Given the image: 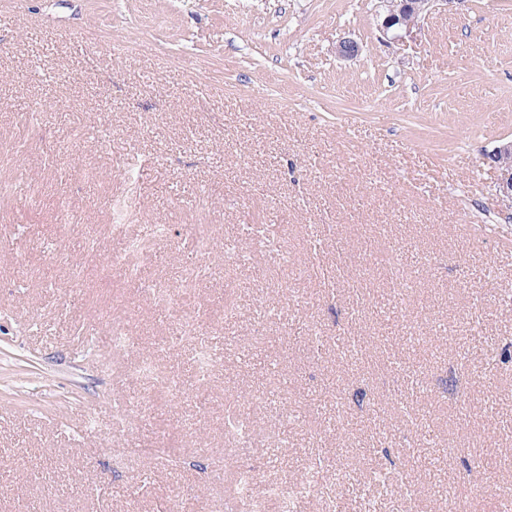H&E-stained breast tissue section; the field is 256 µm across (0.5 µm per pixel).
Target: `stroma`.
<instances>
[{"label":"stroma","mask_w":512,"mask_h":512,"mask_svg":"<svg viewBox=\"0 0 512 512\" xmlns=\"http://www.w3.org/2000/svg\"><path fill=\"white\" fill-rule=\"evenodd\" d=\"M16 3L0 11V512H215L232 473L213 457L262 490L339 444L327 480L382 466L433 499L449 449L512 454V367L487 363L512 344V221L485 161L512 140V0H453L388 44L377 0ZM343 37L357 57H336ZM247 224L274 226L290 265ZM141 238L131 279L117 260ZM393 251L411 288L370 262ZM189 316L219 350L204 384L193 343L167 344ZM438 322L453 352L425 343ZM145 358L178 395L138 377ZM452 365L465 394L444 400ZM229 407L275 437L226 446ZM171 444L176 466L142 454ZM453 465L470 512H501L498 469Z\"/></svg>","instance_id":"35a3bbf8"}]
</instances>
